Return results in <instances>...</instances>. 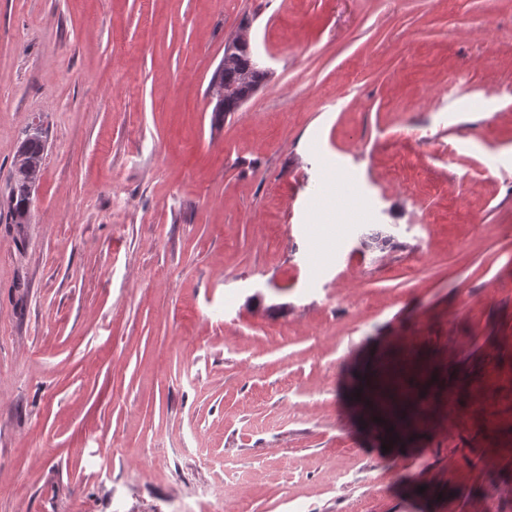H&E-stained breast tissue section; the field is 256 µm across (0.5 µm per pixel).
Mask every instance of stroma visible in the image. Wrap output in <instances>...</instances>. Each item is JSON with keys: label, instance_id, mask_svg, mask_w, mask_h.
Here are the masks:
<instances>
[{"label": "stroma", "instance_id": "1", "mask_svg": "<svg viewBox=\"0 0 512 512\" xmlns=\"http://www.w3.org/2000/svg\"><path fill=\"white\" fill-rule=\"evenodd\" d=\"M244 28L269 77L218 124ZM376 361L425 377L426 418L360 410ZM507 487L512 0H0V512ZM45 146L37 138L24 139L18 147L12 173L13 185L8 200L9 214L14 224L28 222L31 198H28V185L39 173Z\"/></svg>", "mask_w": 512, "mask_h": 512}]
</instances>
